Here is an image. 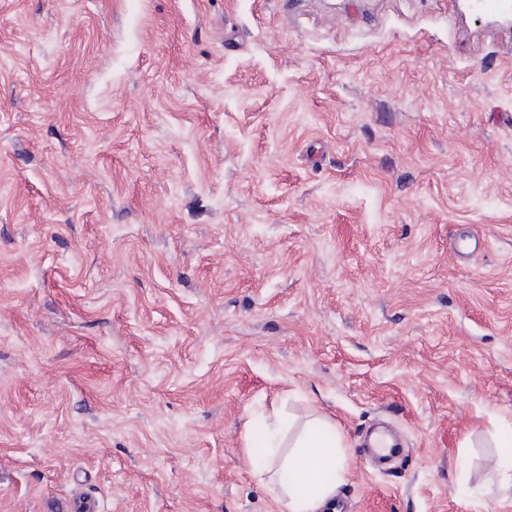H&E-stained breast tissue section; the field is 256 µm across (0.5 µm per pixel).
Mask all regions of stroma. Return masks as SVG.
<instances>
[{
    "label": "stroma",
    "mask_w": 512,
    "mask_h": 512,
    "mask_svg": "<svg viewBox=\"0 0 512 512\" xmlns=\"http://www.w3.org/2000/svg\"><path fill=\"white\" fill-rule=\"evenodd\" d=\"M314 408L512 512V0H0V512H279Z\"/></svg>",
    "instance_id": "1"
}]
</instances>
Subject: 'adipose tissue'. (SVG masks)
Here are the masks:
<instances>
[{"label":"adipose tissue","mask_w":512,"mask_h":512,"mask_svg":"<svg viewBox=\"0 0 512 512\" xmlns=\"http://www.w3.org/2000/svg\"><path fill=\"white\" fill-rule=\"evenodd\" d=\"M289 419L253 422L251 445L257 450L249 463L269 485L281 512H322L329 507L348 475V455L332 423L318 414L306 421L290 449H283Z\"/></svg>","instance_id":"obj_1"}]
</instances>
